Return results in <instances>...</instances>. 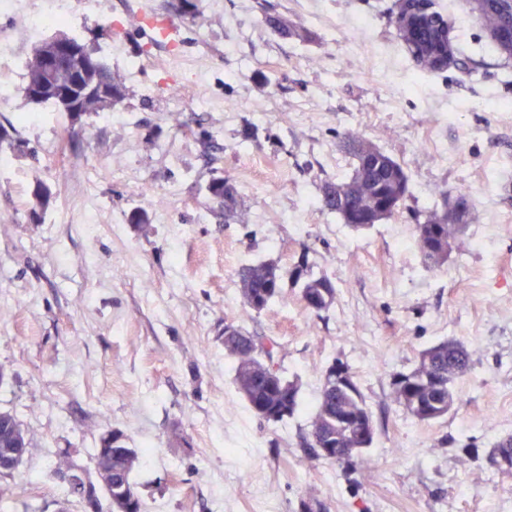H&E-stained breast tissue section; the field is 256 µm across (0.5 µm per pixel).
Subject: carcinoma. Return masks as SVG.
<instances>
[{"label": "carcinoma", "mask_w": 512, "mask_h": 512, "mask_svg": "<svg viewBox=\"0 0 512 512\" xmlns=\"http://www.w3.org/2000/svg\"><path fill=\"white\" fill-rule=\"evenodd\" d=\"M202 0H172L171 9L180 20L195 21L201 17ZM477 21L487 36L504 53L512 52V13L499 0H484L480 4ZM267 24L280 36L300 35L299 30L288 27V19L270 16ZM438 37L437 30L426 23L409 33L404 39L409 53L417 59V65L428 72H436L444 63L442 58H432L422 53V47ZM40 64L36 56L26 63L25 84L22 88L25 100L28 89L39 77ZM67 70L78 75L85 84H110L117 89L120 79L103 58L91 66L83 58H71ZM345 153L351 160V172L341 181L328 182L322 188L321 206L340 217L343 223L356 229L373 224L374 214L383 209L381 219H389L407 208L413 194L410 176L401 163L392 158L372 141L355 132L344 136ZM208 193L211 203L231 219L241 206L242 196L237 183L229 177H217L210 181ZM455 206L441 213L432 211L424 221L417 218L414 237L423 262L439 267L448 258L450 243L456 240L468 220L473 200L470 194L459 190L453 197ZM304 270L295 286L300 290L304 306L320 313L334 302L336 287L325 275L316 276L308 262L303 260ZM244 304L260 312L276 298L284 294L285 275L272 262L260 261L244 267L240 272ZM281 345L258 333L250 332L233 323L224 324V351L235 361V383L252 412L266 422H280L293 417L299 410V387L280 372L275 361ZM345 378L338 380L323 375V383L315 406L310 414L311 431L304 440V448L310 459L320 460L319 448H335L339 456L335 462L346 468H357L363 457L347 454L356 444L372 446L375 425L371 409L360 386L354 380L350 367L338 363ZM473 366V352L461 343L442 341L424 350L418 364L408 372H401L400 381H390L392 401L403 413L419 422H432L448 415L454 408L456 396L453 384L468 374ZM121 434L114 432L103 440H116L112 445V489L104 495L119 501L124 487L129 483L133 470L144 459L143 452L127 448L118 441ZM30 440L19 419L10 412L0 415V468L12 458V449L27 448ZM492 456L512 467V438L493 445Z\"/></svg>", "instance_id": "carcinoma-1"}]
</instances>
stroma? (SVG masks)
I'll use <instances>...</instances> for the list:
<instances>
[{
	"instance_id": "stroma-1",
	"label": "stroma",
	"mask_w": 512,
	"mask_h": 512,
	"mask_svg": "<svg viewBox=\"0 0 512 512\" xmlns=\"http://www.w3.org/2000/svg\"><path fill=\"white\" fill-rule=\"evenodd\" d=\"M0 40L29 59L55 34L92 47L120 75L110 114L27 103L24 70L0 107V410L31 439L0 480V512H86L59 455L96 473L101 435L151 454L132 474L144 512H512V469L489 458L512 436V59L468 0H432L458 46L447 71L419 70L392 24L395 0H203V16L157 40L169 0H100L31 33L21 0ZM269 15L303 38L284 39ZM32 115L20 124L16 110ZM356 132L409 174L410 205L442 210L466 189L472 214L447 262L423 263L402 213L356 230L318 201L350 173ZM240 187L237 218L207 186ZM146 214L131 223L132 212ZM306 255L336 299L314 313L287 288L256 312L239 273ZM232 322L275 338L303 412L260 420L224 351ZM476 352L444 418L418 422L389 399L392 373L444 341ZM349 365L375 421L369 465L310 461L301 441L334 361Z\"/></svg>"
}]
</instances>
